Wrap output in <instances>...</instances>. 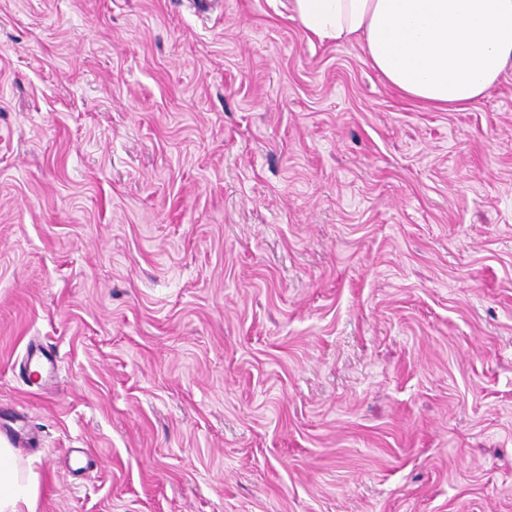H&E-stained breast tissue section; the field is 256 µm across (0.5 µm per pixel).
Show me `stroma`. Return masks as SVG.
<instances>
[{"instance_id":"35a3bbf8","label":"stroma","mask_w":512,"mask_h":512,"mask_svg":"<svg viewBox=\"0 0 512 512\" xmlns=\"http://www.w3.org/2000/svg\"><path fill=\"white\" fill-rule=\"evenodd\" d=\"M4 432L35 512H512V69L445 112L293 0H0Z\"/></svg>"}]
</instances>
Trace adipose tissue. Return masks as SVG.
<instances>
[{"instance_id": "ef3b65f1", "label": "adipose tissue", "mask_w": 512, "mask_h": 512, "mask_svg": "<svg viewBox=\"0 0 512 512\" xmlns=\"http://www.w3.org/2000/svg\"><path fill=\"white\" fill-rule=\"evenodd\" d=\"M319 42L360 43L402 95L441 110L486 96L512 67V0H294ZM39 480L0 440V512H33Z\"/></svg>"}]
</instances>
